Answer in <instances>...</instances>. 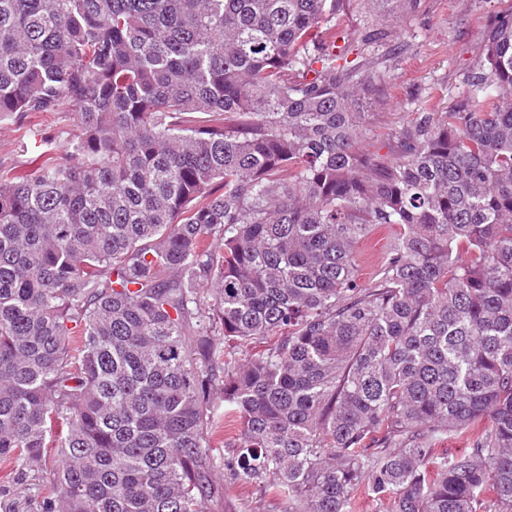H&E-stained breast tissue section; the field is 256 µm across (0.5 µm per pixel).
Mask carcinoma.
Instances as JSON below:
<instances>
[{"label": "carcinoma", "mask_w": 512, "mask_h": 512, "mask_svg": "<svg viewBox=\"0 0 512 512\" xmlns=\"http://www.w3.org/2000/svg\"><path fill=\"white\" fill-rule=\"evenodd\" d=\"M342 9L0 0V121L76 127L0 175V461L59 459L30 512H209L217 388L283 512H512V12L381 155ZM214 336L251 346L219 385ZM390 234L386 231L378 234L368 244L361 247L363 252L361 278L367 282L371 279L379 265Z\"/></svg>", "instance_id": "1"}]
</instances>
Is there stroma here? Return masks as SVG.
<instances>
[{
    "label": "stroma",
    "instance_id": "1",
    "mask_svg": "<svg viewBox=\"0 0 512 512\" xmlns=\"http://www.w3.org/2000/svg\"><path fill=\"white\" fill-rule=\"evenodd\" d=\"M512 10V0H416L410 9L380 17L373 0H349L339 28L347 48L361 47L370 31L381 34L379 53L390 61L376 72L365 95L375 138L370 149L387 154L419 113L449 112L463 90L462 78L483 52L481 30L494 12ZM73 131L65 114L47 116L25 140L11 123L0 122V170L29 176L44 138L65 147ZM212 479L224 488L211 512H263L258 484L225 480L224 450L212 451Z\"/></svg>",
    "mask_w": 512,
    "mask_h": 512
}]
</instances>
